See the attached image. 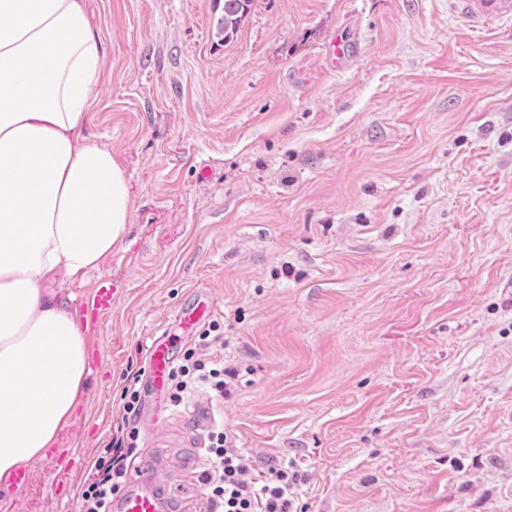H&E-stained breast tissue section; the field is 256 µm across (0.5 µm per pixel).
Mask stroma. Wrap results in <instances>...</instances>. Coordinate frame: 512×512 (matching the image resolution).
<instances>
[{"label": "stroma", "instance_id": "obj_1", "mask_svg": "<svg viewBox=\"0 0 512 512\" xmlns=\"http://www.w3.org/2000/svg\"><path fill=\"white\" fill-rule=\"evenodd\" d=\"M105 41L88 132L129 183L99 369L0 512H78L128 370L190 292L222 404L164 407L166 484L213 423L293 512H512V23L457 0H87ZM355 46L332 68V35ZM223 1L221 13L216 19L215 29L219 40L227 44L237 35L250 13L254 0H212L216 11ZM211 312L210 297L201 291H193L187 304L179 311V324L183 331H189L209 317Z\"/></svg>", "mask_w": 512, "mask_h": 512}]
</instances>
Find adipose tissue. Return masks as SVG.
Returning <instances> with one entry per match:
<instances>
[{
  "instance_id": "adipose-tissue-1",
  "label": "adipose tissue",
  "mask_w": 512,
  "mask_h": 512,
  "mask_svg": "<svg viewBox=\"0 0 512 512\" xmlns=\"http://www.w3.org/2000/svg\"><path fill=\"white\" fill-rule=\"evenodd\" d=\"M105 45L85 0H0V486L41 457L82 401L83 332L47 287L98 269L131 195L88 135Z\"/></svg>"
}]
</instances>
